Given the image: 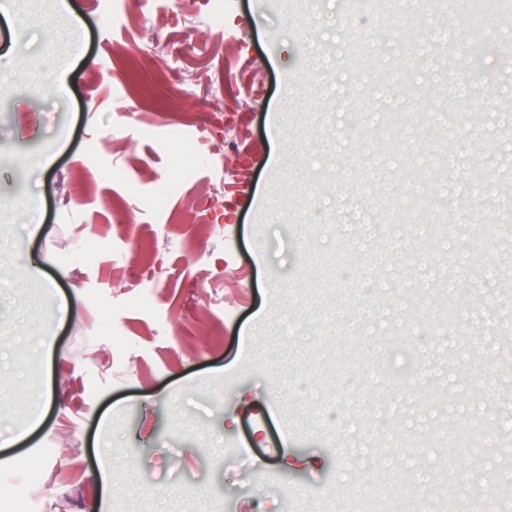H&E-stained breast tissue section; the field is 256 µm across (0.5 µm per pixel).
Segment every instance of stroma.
<instances>
[{"label": "stroma", "mask_w": 512, "mask_h": 512, "mask_svg": "<svg viewBox=\"0 0 512 512\" xmlns=\"http://www.w3.org/2000/svg\"><path fill=\"white\" fill-rule=\"evenodd\" d=\"M0 0V489L23 512H362L380 482L484 512L480 467L396 401L417 352L447 364L415 399L481 420L512 450V59L464 15L398 0L362 68L344 0ZM444 40L401 97L372 74ZM417 165L444 112L473 115L424 178L354 123L393 107ZM191 159L192 179L178 164ZM382 170L367 184L361 160ZM161 207L148 198L169 182ZM448 212L401 227L416 194ZM348 251L355 264L336 261ZM433 272L460 319L436 324Z\"/></svg>", "instance_id": "stroma-1"}]
</instances>
